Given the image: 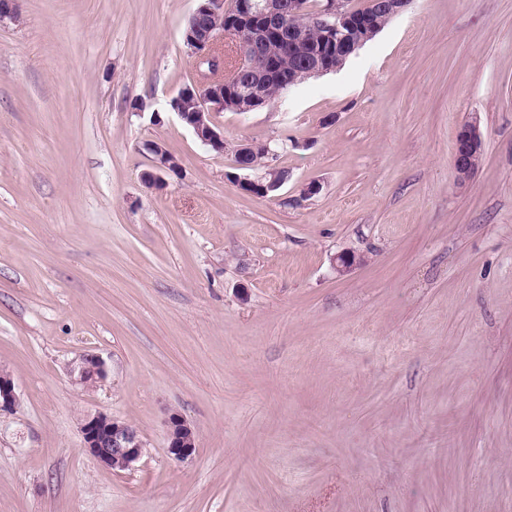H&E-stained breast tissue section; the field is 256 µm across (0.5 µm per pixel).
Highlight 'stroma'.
Masks as SVG:
<instances>
[{"instance_id":"stroma-1","label":"stroma","mask_w":512,"mask_h":512,"mask_svg":"<svg viewBox=\"0 0 512 512\" xmlns=\"http://www.w3.org/2000/svg\"><path fill=\"white\" fill-rule=\"evenodd\" d=\"M17 4L0 512H512V0H411L336 72L213 113L221 153L169 106L198 79L196 0ZM468 120L484 154L461 183ZM243 141L288 171L275 197L228 180ZM152 143L180 162L159 189ZM342 251L363 264L336 272ZM84 353L102 386L70 381ZM95 411L139 431L133 468L84 448ZM483 141L475 123L467 122L459 130L453 155V168L461 183L469 178L475 169L473 160L482 154ZM72 381L79 385L88 382L103 383L109 374V365L99 354H83L72 362L69 370ZM167 452L176 461L189 459L197 447L194 429L179 414L173 413L168 421Z\"/></svg>"}]
</instances>
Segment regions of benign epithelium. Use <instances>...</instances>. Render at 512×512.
Wrapping results in <instances>:
<instances>
[{"instance_id":"benign-epithelium-1","label":"benign epithelium","mask_w":512,"mask_h":512,"mask_svg":"<svg viewBox=\"0 0 512 512\" xmlns=\"http://www.w3.org/2000/svg\"><path fill=\"white\" fill-rule=\"evenodd\" d=\"M309 12L305 0H197L193 16L203 14L218 19L214 25L187 27L186 43L199 62H216V73L200 71L197 83L180 90L178 103L187 108L176 112L178 118L193 131L200 144L215 152L227 148L224 136L216 131L211 113L232 110L248 112L265 103L266 87L277 83L283 88L291 85L288 76L264 52L270 39L281 42L283 48L304 58L307 74L316 77L326 73L319 55L308 51L311 43L304 35L285 26L288 16ZM313 29L320 33V47L339 56H349L374 33L367 19L353 13L346 0H323L312 13ZM254 142H241L233 147L236 172L229 174L236 185L248 187L268 197L287 180L288 172L271 169V179L252 176L249 164L243 159L256 149ZM155 166L175 172L178 159L155 143L150 147ZM483 141L476 124L467 122L459 130L453 155L457 180L463 182L475 169L473 160L482 154ZM361 264V258L352 252L336 254L334 266L344 273ZM72 381L79 385L88 382L103 383L109 374V365L99 354H83L72 362L69 370ZM17 405L13 377L0 372V412H10ZM167 452L176 461L189 459L197 447L194 429L179 414L168 421ZM83 445L99 462L110 469L126 470L138 462L146 445L138 431L130 424L103 412L88 413L80 421Z\"/></svg>"}]
</instances>
